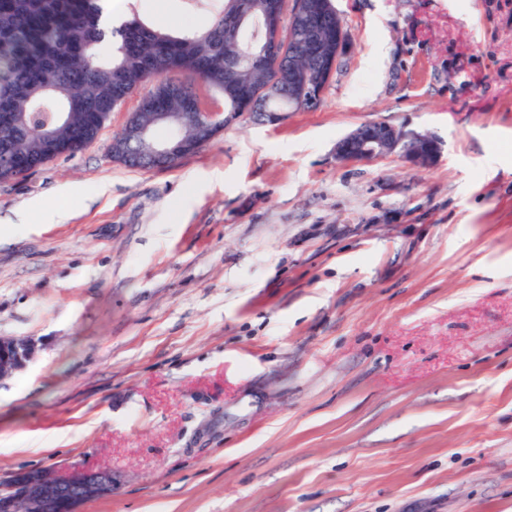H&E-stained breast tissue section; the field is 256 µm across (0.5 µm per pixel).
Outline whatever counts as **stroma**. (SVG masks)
Instances as JSON below:
<instances>
[{
  "mask_svg": "<svg viewBox=\"0 0 512 512\" xmlns=\"http://www.w3.org/2000/svg\"><path fill=\"white\" fill-rule=\"evenodd\" d=\"M334 5L317 108L143 170L111 154L134 96L0 181V336L39 344L0 381V478L111 470L83 512H512V0ZM368 120L441 153L337 160Z\"/></svg>",
  "mask_w": 512,
  "mask_h": 512,
  "instance_id": "35a3bbf8",
  "label": "stroma"
}]
</instances>
